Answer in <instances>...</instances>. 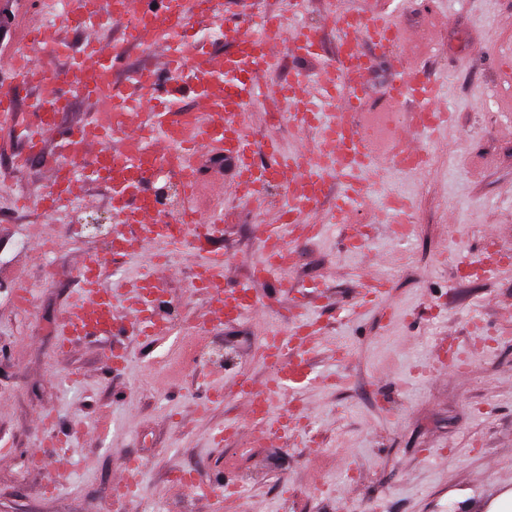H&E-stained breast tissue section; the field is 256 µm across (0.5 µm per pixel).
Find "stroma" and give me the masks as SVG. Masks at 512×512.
Listing matches in <instances>:
<instances>
[{
	"label": "stroma",
	"instance_id": "35a3bbf8",
	"mask_svg": "<svg viewBox=\"0 0 512 512\" xmlns=\"http://www.w3.org/2000/svg\"><path fill=\"white\" fill-rule=\"evenodd\" d=\"M44 0H0V56L13 45L14 22L48 19ZM398 22L413 43L430 36L433 73L444 85L452 127L426 141L432 162L422 173L393 174L391 191L414 202L407 238L377 223L384 197L373 190L357 207L368 236L342 244L339 225L296 243L291 283L314 289L310 317L322 326L309 348L313 379L299 391L273 394L271 420L301 408L303 427L261 446L230 438L225 424L246 430L245 402L229 385L239 370L265 386L269 369L258 343L271 327L290 329L294 311L280 297L265 315L204 335H186L187 319L206 297L191 291L194 253L179 256L167 299L169 335L131 338L121 370L107 369L102 344L57 347V322L77 292L79 263L111 246V203L45 217L36 201L47 191L44 166L12 165L20 148L12 124L0 123V512H118L112 484L127 457L145 460L133 512H212L210 500L173 491L175 470L197 483L236 484L222 512H496L512 498V265L493 278L459 276L448 253L492 247L512 257V80L500 77L489 48L512 43V0H414ZM258 136L284 149H307L314 136L249 112ZM202 212L224 213V275L249 277L260 258L257 225L281 201H239L222 159H199ZM62 243L49 276H41L30 236ZM390 285L388 307L355 317L366 274ZM27 288L37 306L18 308L12 291ZM493 339L476 345L473 329ZM348 348L337 359L334 346ZM464 359L462 372L427 373L445 349ZM41 450L42 465L27 463Z\"/></svg>",
	"mask_w": 512,
	"mask_h": 512
}]
</instances>
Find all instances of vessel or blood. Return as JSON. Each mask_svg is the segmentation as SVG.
Instances as JSON below:
<instances>
[{"instance_id":"b4317fda","label":"vessel or blood","mask_w":512,"mask_h":512,"mask_svg":"<svg viewBox=\"0 0 512 512\" xmlns=\"http://www.w3.org/2000/svg\"><path fill=\"white\" fill-rule=\"evenodd\" d=\"M381 2L359 0L347 7L333 0L336 53L327 58L321 55L320 28L283 31V13L264 11L260 0H246L245 8L229 17L220 9L221 0H65L73 27L83 34L81 51H73L52 24L33 30L27 43L18 45L8 70L9 87L0 91V121L14 120L20 93L34 92L35 121L19 128L23 148L17 158L44 159L49 186L42 208L54 213L69 208L84 197L88 181H95L107 191L124 226L114 238L111 256L147 252L152 257L150 267L123 290L104 283L98 259L83 261L87 274L59 322L64 345L102 336L168 335L167 325L155 316V303L168 285V266L160 257L178 248L180 239L156 206L149 185L166 172L193 186L197 158L205 149L231 161L239 199L262 201L273 181L282 186L283 195L277 223L258 227L263 257L251 279L225 283L223 253L206 240L196 246L195 281L208 297L204 312L195 317L197 334L263 314L254 290L269 281L289 288L290 238L350 223L365 194L364 175L382 185L393 172L426 169L428 158L419 141L447 129L450 114L439 105L441 85L429 65L409 59L395 11ZM195 22L223 29L230 50L216 55L199 48L187 37ZM115 28L119 40H107L106 31ZM284 43L315 67L299 70L273 91L262 78L278 67V48ZM131 45L156 53L157 61L122 68ZM37 46L65 61L61 73L35 65ZM380 60L391 72L387 95L411 104L408 122L396 128L391 149L382 153L371 146L357 113ZM67 97L92 102V119L61 127L58 118ZM187 97L194 98V108L183 107ZM274 97L287 107L289 124L316 132L312 150L287 151L277 139L255 140L249 106ZM332 180L339 182L340 191L335 208L324 213L320 207ZM411 211L410 199L390 196L382 216L404 237L410 232ZM180 221L206 225L218 236L224 232L223 214L204 216L190 203ZM450 261L485 277L495 276L502 266L489 253L458 252ZM291 290L298 323L287 332L268 331L261 341V355L272 370L269 387L257 388L245 375L233 381L234 392L246 398L247 412L255 420L268 417L272 392L299 388L309 379L308 359L296 347L299 339L317 333L306 316L310 293L303 287ZM139 476L136 462L124 461L113 483L115 492L130 496Z\"/></svg>"}]
</instances>
